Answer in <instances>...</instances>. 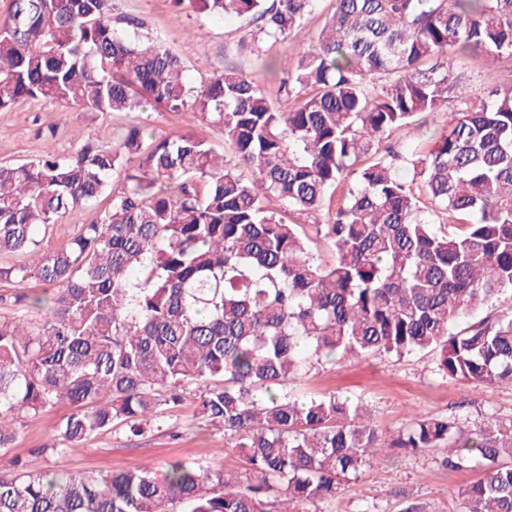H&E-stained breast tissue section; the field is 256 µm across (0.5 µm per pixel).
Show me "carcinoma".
Listing matches in <instances>:
<instances>
[{"label":"carcinoma","mask_w":512,"mask_h":512,"mask_svg":"<svg viewBox=\"0 0 512 512\" xmlns=\"http://www.w3.org/2000/svg\"><path fill=\"white\" fill-rule=\"evenodd\" d=\"M314 2L199 0L213 18L255 24L258 57ZM473 51L512 56V0H335L293 68L268 64L297 99L280 111L237 69L188 83L165 38L114 26L112 0H9L0 112L41 99L102 114L151 105L211 119L234 159L191 130L148 140L133 125L113 145L0 164V251L35 255L0 266V285L39 309L0 316V450L15 423L59 403L73 411L41 455L159 430L194 393L196 418L239 449L254 483L182 461L101 477L18 459L0 471V512H310L383 450L442 446L447 468L482 472L459 512H512L511 419L468 430L422 415L387 440L358 398L288 391L323 361L431 351L445 378L512 385V314L464 325L512 291V79L403 158L411 181L379 147L448 104L460 83L450 60ZM346 181V204L322 223L288 224L272 207L318 214ZM101 202L98 221L40 249L51 225Z\"/></svg>","instance_id":"obj_1"}]
</instances>
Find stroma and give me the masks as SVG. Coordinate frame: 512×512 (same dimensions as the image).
<instances>
[{"label": "stroma", "mask_w": 512, "mask_h": 512, "mask_svg": "<svg viewBox=\"0 0 512 512\" xmlns=\"http://www.w3.org/2000/svg\"><path fill=\"white\" fill-rule=\"evenodd\" d=\"M333 4L334 0H316L302 34L275 43L270 55L296 62L316 43ZM112 16L141 18L147 32L165 35L182 59L190 83L200 84L224 66H234L263 86L276 107L292 109L293 100L280 93L278 83L270 81L256 64L248 21L237 17L218 20L194 11L187 2L178 7L171 0H112ZM457 69L464 79L457 97L449 100L447 112L421 117L386 136L385 144L401 155L416 146L431 149L446 128L448 111L459 108L461 100L484 98L488 76L503 81L512 77V57L476 54L458 63ZM136 124L146 126L157 138L189 128L218 153L230 152L219 127L206 120L151 107L100 114L40 100L0 112V164L24 162L48 146L69 154L88 139L109 145ZM435 361L434 354L418 353L399 360L373 355L329 362L290 382L288 388L301 396L335 393L362 399L389 439L417 415L453 417L470 427L492 414L512 419V386L446 380L437 374ZM194 409L195 398L189 395L173 410L172 429L155 430L139 438L121 432L102 433L73 452L52 455L48 449L55 427L70 412L69 405L60 404L23 420L14 447L0 452V470H9L13 459L28 460L38 453L43 467L60 473L106 475L143 464L160 470L168 462L182 460L203 466L220 464L242 482H251L253 476L245 470L237 450L225 442L223 433L200 424ZM447 454L444 448L389 450L344 484L335 499L318 504V512H401L408 502L420 503L424 512H457L459 491L477 481L481 473L448 469L442 463Z\"/></svg>", "instance_id": "stroma-1"}]
</instances>
